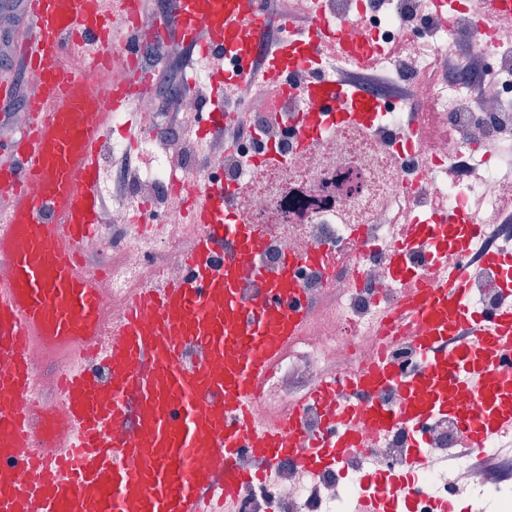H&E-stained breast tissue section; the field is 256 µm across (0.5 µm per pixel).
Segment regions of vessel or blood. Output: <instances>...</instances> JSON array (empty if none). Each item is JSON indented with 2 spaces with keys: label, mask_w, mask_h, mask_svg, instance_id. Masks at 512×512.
Masks as SVG:
<instances>
[{
  "label": "vessel or blood",
  "mask_w": 512,
  "mask_h": 512,
  "mask_svg": "<svg viewBox=\"0 0 512 512\" xmlns=\"http://www.w3.org/2000/svg\"><path fill=\"white\" fill-rule=\"evenodd\" d=\"M24 9L29 122L0 144V512H233L242 486L269 481L286 460L320 476L368 439L403 431L407 465L422 470V429L434 418H453L472 448L512 431V306L476 315L461 265L415 272L399 248L392 274L408 286L399 317L421 368L402 375L374 357L323 379L286 414L265 415L257 392L303 333L310 302L290 277L294 257L268 273L264 233L225 210L216 184L197 192L182 275L134 289L124 315L102 333V283L82 271L78 249L99 232V143L137 87L117 78L102 99L82 73H62L57 59L79 44L90 67L108 68L114 47L130 38L113 27L116 10L152 37L204 39L216 52L244 36L261 39L270 17L243 14L236 0H170L164 26L146 0H25ZM329 38L348 50L344 32L311 15L259 64L241 68L235 83L277 73ZM225 90L216 77L209 127L224 124ZM322 96L336 103L337 123L375 112L346 84L311 86L300 123L306 139L318 132L312 112ZM36 351L72 363L65 398L40 432L20 403L33 387ZM388 390L399 396L391 407L382 402ZM312 408L322 424L316 434L304 426ZM246 455L262 469L245 470ZM411 495L390 478L357 509L386 512L385 503Z\"/></svg>",
  "instance_id": "b4317fda"
}]
</instances>
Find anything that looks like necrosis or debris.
<instances>
[{
  "instance_id": "obj_1",
  "label": "necrosis or debris",
  "mask_w": 512,
  "mask_h": 512,
  "mask_svg": "<svg viewBox=\"0 0 512 512\" xmlns=\"http://www.w3.org/2000/svg\"><path fill=\"white\" fill-rule=\"evenodd\" d=\"M324 23L347 30V56L326 57L323 76L343 71L369 79L382 99L370 128L327 127L315 144L297 137L293 118L302 107L310 71L286 75L273 111L285 122L264 132L254 115L262 99L241 97L227 109L226 132L247 126V135L229 145L199 140L196 126L210 99L212 70L205 55L179 39L161 41L147 76L170 60L187 59L189 91L165 106L154 91L134 100L142 134L131 138L124 113L112 116L114 136L102 146L99 176L102 235L80 247L85 270L103 274L105 319L120 316L131 288L147 276L174 277L182 271L184 243L194 233L179 183L212 178L233 183L228 206L268 237L263 263L276 269L283 252L306 254L331 247L329 269L300 266L295 276L313 298L309 332L273 368L259 394L263 412L287 410L290 379L308 388L321 377L359 366L367 354L390 355L397 368L418 363L406 332L380 324L382 311L403 304V284L390 275L392 251L404 240L409 221L420 215L464 211L479 230L467 250L453 259L472 271V302L494 312L501 301L498 271L482 265L483 255L512 241V40L484 25L474 0H319ZM180 131L157 135L161 120ZM162 224L159 240L142 236V224ZM69 360L36 357L39 391L21 401L41 418L61 399L59 377ZM447 419L426 435L431 457L448 468L406 472V440L394 434L375 440L347 459L340 472L310 478L282 462L270 488L244 487L238 512H354L366 470H394L421 484L425 494L416 512H455L465 498L473 512H512V455L502 454L504 438L478 449L449 446Z\"/></svg>"
}]
</instances>
